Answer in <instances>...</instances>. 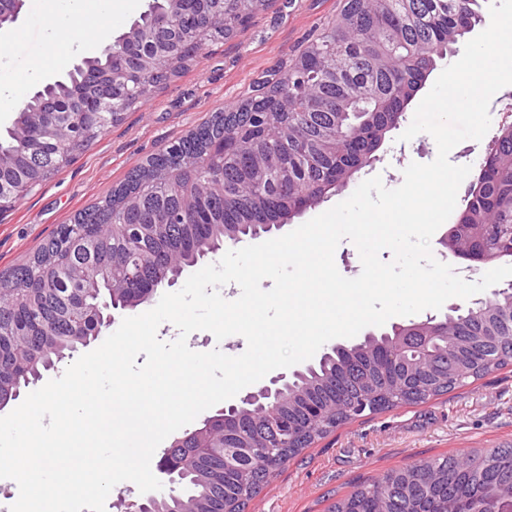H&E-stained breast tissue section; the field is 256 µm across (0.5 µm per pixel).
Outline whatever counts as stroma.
<instances>
[{"label": "stroma", "mask_w": 512, "mask_h": 512, "mask_svg": "<svg viewBox=\"0 0 512 512\" xmlns=\"http://www.w3.org/2000/svg\"><path fill=\"white\" fill-rule=\"evenodd\" d=\"M148 0H114L108 14L87 10V54L97 53L100 38L127 31ZM344 0H269L235 38L206 45L178 76L159 85L125 120L30 195L0 217V273L24 263L63 224L109 194L113 186L164 146L179 141L212 113L255 95L272 72H286L314 31L340 11ZM56 28L67 37L49 0H26L13 24L11 67L24 80L29 67L42 64L55 80L80 54H66L48 43ZM399 130L387 133L374 172L385 187L403 182L413 162L427 164L437 146L422 132L400 142ZM512 445V367L417 406L364 414L337 428L288 463L252 499L246 512H327L353 487L387 470L419 460L463 454L474 448Z\"/></svg>", "instance_id": "stroma-1"}]
</instances>
